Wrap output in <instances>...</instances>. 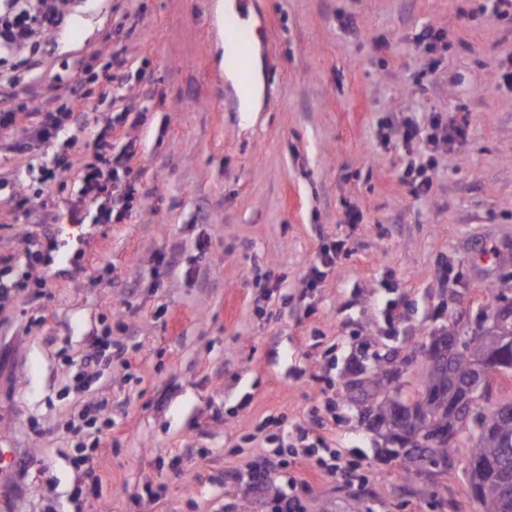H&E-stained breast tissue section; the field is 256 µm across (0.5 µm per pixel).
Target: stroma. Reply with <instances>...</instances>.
<instances>
[{
    "instance_id": "35a3bbf8",
    "label": "stroma",
    "mask_w": 512,
    "mask_h": 512,
    "mask_svg": "<svg viewBox=\"0 0 512 512\" xmlns=\"http://www.w3.org/2000/svg\"><path fill=\"white\" fill-rule=\"evenodd\" d=\"M481 2L252 0L264 91L242 112L217 59L218 0H68L33 100L97 95L121 50L118 97L59 138L76 159L96 137L134 139L120 177L137 192L123 220L86 204L75 226L78 174L40 180L52 149L0 155V262L26 284L0 309V512H272L295 497L305 512H477L461 467L404 481L342 382L357 361L413 355L450 318L478 329L493 295L512 298V14ZM427 26L445 47L418 44ZM437 115L453 137L419 195L405 170L423 155L401 123ZM46 231L77 251L27 261V234ZM105 334L126 360L70 390ZM92 400L111 434L70 430ZM311 444L358 480L316 473ZM80 450L101 482L76 501ZM343 244L336 243L320 250L319 255L311 266V277L308 280L309 287L316 288L324 273L321 268H329L336 263V255L342 250Z\"/></svg>"
}]
</instances>
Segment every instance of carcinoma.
<instances>
[{
	"label": "carcinoma",
	"mask_w": 512,
	"mask_h": 512,
	"mask_svg": "<svg viewBox=\"0 0 512 512\" xmlns=\"http://www.w3.org/2000/svg\"><path fill=\"white\" fill-rule=\"evenodd\" d=\"M505 332L512 334V325L483 333L459 330L466 336L464 347L446 358L444 368H433L420 359L419 383L409 393L393 382L383 364L363 368L355 372L356 379L346 382L347 387L359 389L360 412L368 422L379 425L378 435L384 443H390L386 431L401 429L405 431L403 447L409 452L422 449V458L433 464L461 457L466 465H475L469 479L476 486L473 499L478 512H512V485H506V481L512 482V419L480 432L475 419L459 421L455 405L476 378V361ZM396 400L415 401L417 409L412 412L406 408L400 414L394 405ZM448 432L455 435L454 441L435 448L423 446L422 438Z\"/></svg>",
	"instance_id": "1"
}]
</instances>
